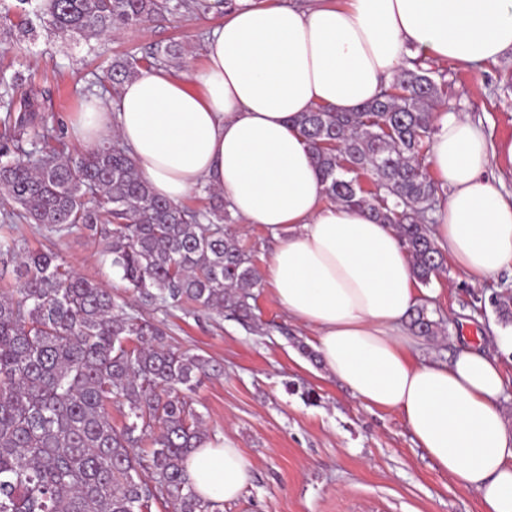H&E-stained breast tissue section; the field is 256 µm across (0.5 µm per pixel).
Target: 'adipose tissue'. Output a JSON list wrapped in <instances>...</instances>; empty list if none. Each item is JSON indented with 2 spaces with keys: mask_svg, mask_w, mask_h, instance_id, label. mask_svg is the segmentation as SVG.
I'll use <instances>...</instances> for the list:
<instances>
[{
  "mask_svg": "<svg viewBox=\"0 0 512 512\" xmlns=\"http://www.w3.org/2000/svg\"><path fill=\"white\" fill-rule=\"evenodd\" d=\"M512 50V0H274L227 10L205 42L202 70L167 68L91 98L69 134L91 149L120 139L142 179L177 203L221 192L241 223L279 245L265 269L289 317L316 334L328 372L363 404L395 409L419 446L482 512H512V433L497 357L466 347L448 363L411 355L418 303L395 229L323 201L310 150L292 119L315 106L350 112L375 98L415 51L474 65ZM512 141L488 140L468 117L434 115L427 159L446 194L433 234L474 284L512 265V198L489 167ZM194 489L237 499L250 465L230 440L186 459Z\"/></svg>",
  "mask_w": 512,
  "mask_h": 512,
  "instance_id": "ef3b65f1",
  "label": "adipose tissue"
}]
</instances>
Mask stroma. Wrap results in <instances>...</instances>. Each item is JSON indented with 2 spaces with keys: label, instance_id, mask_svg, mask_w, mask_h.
<instances>
[{
  "label": "stroma",
  "instance_id": "1",
  "mask_svg": "<svg viewBox=\"0 0 512 512\" xmlns=\"http://www.w3.org/2000/svg\"><path fill=\"white\" fill-rule=\"evenodd\" d=\"M223 20L219 8L160 18L100 39L93 55L41 31L0 46V73H22L48 124L65 127L99 91L113 56L180 41L187 52L174 69L195 71L205 63L207 34ZM428 65L446 74L440 111L467 115L493 141L512 140V51L474 67L435 59ZM13 235L29 248L58 252L76 273L106 283L119 301L162 324L170 345L212 361L214 372L192 394L194 406L213 438L241 448L251 473L242 495L221 512H481L478 493L459 489L437 467L398 411L366 407L326 372L313 354V332L288 316L269 286L255 291L253 325L189 306L145 308L81 234L18 224ZM417 292L438 327L436 335L415 336L414 358L444 363L468 345L499 354L495 335L503 324L491 301L512 296L511 268L474 285L450 260Z\"/></svg>",
  "mask_w": 512,
  "mask_h": 512
}]
</instances>
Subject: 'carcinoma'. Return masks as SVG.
Listing matches in <instances>:
<instances>
[{
  "mask_svg": "<svg viewBox=\"0 0 512 512\" xmlns=\"http://www.w3.org/2000/svg\"><path fill=\"white\" fill-rule=\"evenodd\" d=\"M24 16L6 38L94 41L165 15L205 14L210 0H15ZM186 52L171 42L142 57L117 56L107 70L118 91L143 70ZM23 76L0 75V512H220L185 470L188 452L211 439L190 393L210 360L166 343V332L125 311L112 291L73 272L55 251L29 250L4 234L16 222L56 235L74 231L101 246L126 287L150 306L191 303L242 323L254 320L262 275L224 231L229 205L210 195L203 211L156 197L117 139L76 158L46 145L60 138L38 113ZM445 73L407 60L395 80L353 112L317 107L295 119L311 150L325 198L369 211L394 226L422 284L444 268L431 235L438 185L425 163L433 106ZM368 175L373 189L362 188ZM411 330L434 335L423 307ZM124 417L112 425L110 409ZM150 450H143L144 442Z\"/></svg>",
  "mask_w": 512,
  "mask_h": 512,
  "instance_id": "cac0c4a2",
  "label": "carcinoma"
}]
</instances>
